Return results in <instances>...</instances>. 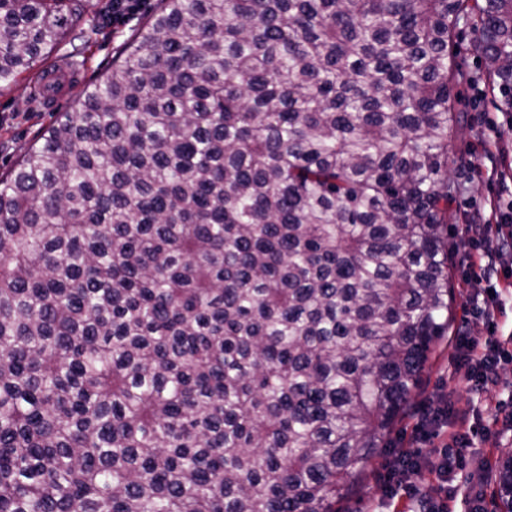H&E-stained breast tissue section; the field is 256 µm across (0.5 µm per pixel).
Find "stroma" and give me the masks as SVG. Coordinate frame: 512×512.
Wrapping results in <instances>:
<instances>
[{
	"mask_svg": "<svg viewBox=\"0 0 512 512\" xmlns=\"http://www.w3.org/2000/svg\"><path fill=\"white\" fill-rule=\"evenodd\" d=\"M146 21L145 13L112 29L92 36L84 50L85 63L79 70H67L65 87L59 92L43 93L34 71L23 72L17 82L0 88V175L9 171L43 137L63 113L72 111L78 95L111 72L126 55L135 29ZM480 33L473 22L461 24L452 53L464 70L479 80L467 91L468 108L462 128L448 143V172L458 185L448 221V239L456 245L449 265L452 271L449 339L441 340L435 355L422 374L414 406L394 435L395 447L418 446L430 454L444 444V437L416 442L414 427L420 412L437 408L449 400L460 409H473L471 422L476 430L470 448V463L465 478L455 489L457 499L479 495L483 512H499L494 493L498 482V462L502 451L512 448V364L503 366L496 385L472 390L451 378L454 335L467 329L472 299L496 288L499 306L492 322L480 329L489 342L505 341L512 335V280L506 278L477 282L464 278L463 263L468 250L465 226L480 221L492 208L512 202V112L498 106V98L480 77L485 59L478 48ZM390 462L389 450L378 449L358 492L336 505L337 512H419L416 498L400 495L388 498L382 482Z\"/></svg>",
	"mask_w": 512,
	"mask_h": 512,
	"instance_id": "35a3bbf8",
	"label": "stroma"
}]
</instances>
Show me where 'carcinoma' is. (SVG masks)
Segmentation results:
<instances>
[{"instance_id":"1","label":"carcinoma","mask_w":512,"mask_h":512,"mask_svg":"<svg viewBox=\"0 0 512 512\" xmlns=\"http://www.w3.org/2000/svg\"><path fill=\"white\" fill-rule=\"evenodd\" d=\"M464 20L512 110V0H160L0 175V512H336L448 333Z\"/></svg>"}]
</instances>
